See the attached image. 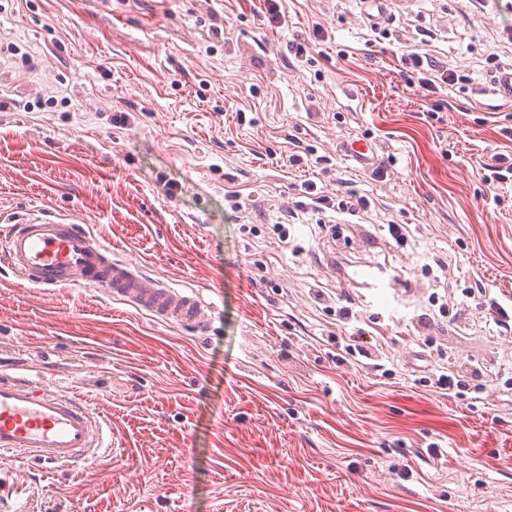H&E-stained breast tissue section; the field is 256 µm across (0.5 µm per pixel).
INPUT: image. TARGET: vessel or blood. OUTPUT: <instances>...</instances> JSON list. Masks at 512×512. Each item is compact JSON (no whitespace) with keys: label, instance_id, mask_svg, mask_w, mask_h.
<instances>
[{"label":"vessel or blood","instance_id":"1","mask_svg":"<svg viewBox=\"0 0 512 512\" xmlns=\"http://www.w3.org/2000/svg\"><path fill=\"white\" fill-rule=\"evenodd\" d=\"M0 261L30 285L101 287L112 298L157 321L206 332L211 304L192 288L150 281L141 269L113 257L83 225L30 212L0 235ZM20 450L47 467L77 465L110 453L105 422L76 394L26 372H0V457ZM28 512L23 484L0 477V508Z\"/></svg>","mask_w":512,"mask_h":512}]
</instances>
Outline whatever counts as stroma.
I'll use <instances>...</instances> for the list:
<instances>
[{"instance_id":"obj_1","label":"stroma","mask_w":512,"mask_h":512,"mask_svg":"<svg viewBox=\"0 0 512 512\" xmlns=\"http://www.w3.org/2000/svg\"><path fill=\"white\" fill-rule=\"evenodd\" d=\"M262 8L0 0V229L63 216L215 305L202 334L0 263V366L77 391L112 439L70 468L0 464L33 512H512V332L486 303L512 310V181H482L512 159V103L476 92L512 68V0ZM410 53L467 83L409 89ZM310 182L366 204L330 230L297 208ZM378 269L399 287H362Z\"/></svg>"}]
</instances>
